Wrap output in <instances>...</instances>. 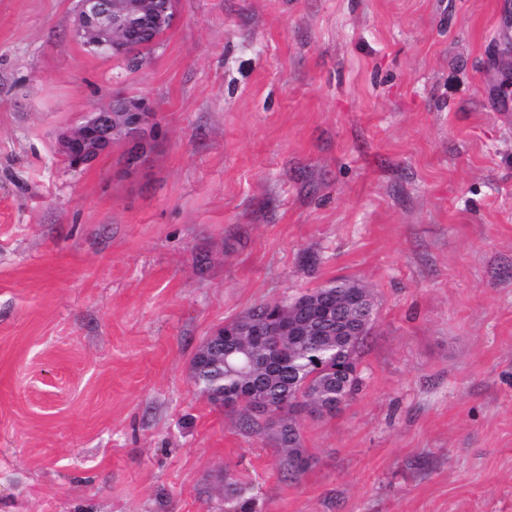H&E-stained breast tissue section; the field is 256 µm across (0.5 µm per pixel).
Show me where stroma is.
<instances>
[{"mask_svg": "<svg viewBox=\"0 0 512 512\" xmlns=\"http://www.w3.org/2000/svg\"><path fill=\"white\" fill-rule=\"evenodd\" d=\"M145 62L0 0V512H512V0H178ZM162 134L74 168L113 95ZM362 385L267 433L191 382L231 319L331 280ZM250 488L237 480H228L224 483V511L225 512H253V498L249 496Z\"/></svg>", "mask_w": 512, "mask_h": 512, "instance_id": "stroma-1", "label": "stroma"}]
</instances>
